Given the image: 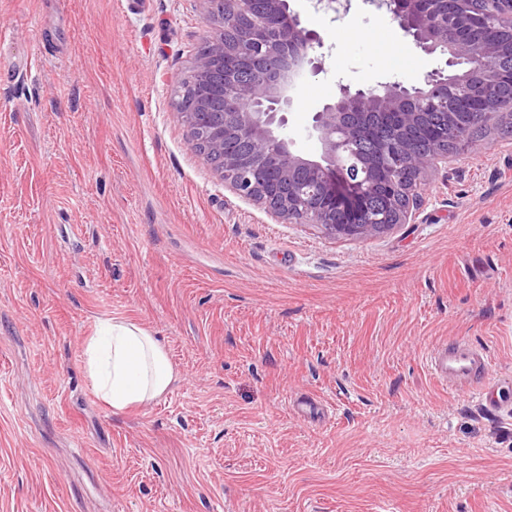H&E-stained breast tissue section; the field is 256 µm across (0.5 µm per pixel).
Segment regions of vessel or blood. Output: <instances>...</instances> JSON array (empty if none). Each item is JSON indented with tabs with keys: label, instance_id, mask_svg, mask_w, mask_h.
I'll list each match as a JSON object with an SVG mask.
<instances>
[{
	"label": "vessel or blood",
	"instance_id": "1",
	"mask_svg": "<svg viewBox=\"0 0 512 512\" xmlns=\"http://www.w3.org/2000/svg\"><path fill=\"white\" fill-rule=\"evenodd\" d=\"M431 374L449 386L477 392L482 406L503 408L506 398L497 383L488 381L489 359L483 351L464 340L435 345L427 356Z\"/></svg>",
	"mask_w": 512,
	"mask_h": 512
}]
</instances>
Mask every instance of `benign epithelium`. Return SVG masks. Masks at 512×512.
<instances>
[{
  "instance_id": "benign-epithelium-1",
  "label": "benign epithelium",
  "mask_w": 512,
  "mask_h": 512,
  "mask_svg": "<svg viewBox=\"0 0 512 512\" xmlns=\"http://www.w3.org/2000/svg\"><path fill=\"white\" fill-rule=\"evenodd\" d=\"M211 26L191 66L177 81L190 108L178 110L193 149L213 160L224 186L263 206L280 223L316 224L348 241L383 235L412 220L424 177L448 166V127L512 116V69L491 65L512 56V0L471 15L469 33L448 22V0H370L386 9L415 47L445 59L418 85H344L312 117L320 143L306 156L285 134L293 103L290 83L314 64L320 38L301 27L289 0H199ZM464 89L462 111L448 109V91ZM442 113L443 122L428 120ZM373 143L353 180L338 165L356 141Z\"/></svg>"
}]
</instances>
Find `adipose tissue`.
I'll return each mask as SVG.
<instances>
[{
    "mask_svg": "<svg viewBox=\"0 0 512 512\" xmlns=\"http://www.w3.org/2000/svg\"><path fill=\"white\" fill-rule=\"evenodd\" d=\"M86 372L97 396L122 411L160 398L175 380L165 347L135 321H101L84 341Z\"/></svg>",
    "mask_w": 512,
    "mask_h": 512,
    "instance_id": "obj_1",
    "label": "adipose tissue"
}]
</instances>
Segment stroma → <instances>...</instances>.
<instances>
[{
	"instance_id": "35a3bbf8",
	"label": "stroma",
	"mask_w": 512,
	"mask_h": 512,
	"mask_svg": "<svg viewBox=\"0 0 512 512\" xmlns=\"http://www.w3.org/2000/svg\"><path fill=\"white\" fill-rule=\"evenodd\" d=\"M289 3L322 42L291 90L305 154L340 86L440 64L365 0ZM206 33L198 0H0V512H512V411L426 363L462 338L512 386V137L454 153L387 234L278 223L175 110ZM112 316L176 374L123 412L83 356Z\"/></svg>"
}]
</instances>
